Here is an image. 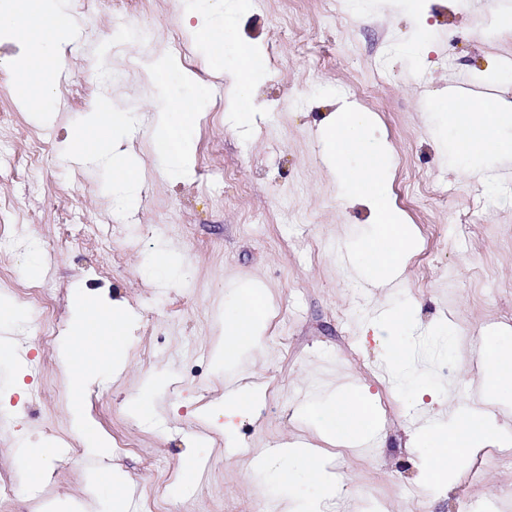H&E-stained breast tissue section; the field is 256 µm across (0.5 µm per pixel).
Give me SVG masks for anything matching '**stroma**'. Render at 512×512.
I'll list each match as a JSON object with an SVG mask.
<instances>
[{"label":"stroma","mask_w":512,"mask_h":512,"mask_svg":"<svg viewBox=\"0 0 512 512\" xmlns=\"http://www.w3.org/2000/svg\"><path fill=\"white\" fill-rule=\"evenodd\" d=\"M229 21L266 64L258 80L253 127L238 126L229 74L215 73L205 44L185 22L179 0H127L76 20L74 39L55 75L52 116L32 111L0 68V110L12 112L17 152L45 135L37 179L23 169L0 172V482L14 486L0 512H263L282 504L283 489L255 460L282 443L307 445L340 477L334 501L348 512H463L490 503L512 512V402L489 406L504 428L494 451L470 455L462 468L429 485L422 449L411 437L443 406L431 396L410 400L423 376L462 397L479 380V353L497 336L512 339V184L499 166L472 176L449 150L450 132L430 102L467 91L512 101V29L485 27L512 14V0H347L324 27L318 0H227ZM159 18L149 43L131 33L143 14ZM172 54L204 84L191 132L194 173L172 177L156 153L160 97L191 96L171 81L157 87L143 59ZM192 97V96H191ZM132 113L130 143L142 179L135 202L112 192L105 160H85L68 145L96 103ZM343 107L372 113L374 140L388 144L383 178L391 205L413 231L402 275L377 287L353 258L377 226L370 208L348 199L328 168L319 130ZM489 201L487 213L478 201ZM294 213L304 224L290 223ZM174 253L167 277L153 269L156 250ZM31 259L50 286L53 342L37 333L39 314L20 293ZM263 294L264 330L257 350L221 362L224 310L245 291ZM118 303L129 315L123 367L89 388L84 409L109 438L131 437L128 450L91 456L74 432L61 360L71 348L75 304L85 294ZM411 307L404 340L407 372L386 362L385 317ZM451 326L454 349L437 334ZM285 334L284 343L276 335ZM25 395H16L18 385ZM155 385L153 413L135 401ZM259 390L261 410L239 419L233 440L210 429L206 412L229 390ZM351 391L373 407L376 422L359 445L323 437L318 415L330 394ZM55 441L43 487L26 492V448ZM197 479L183 484L182 463ZM482 476L470 478L473 468ZM114 486L97 481L100 471ZM299 506L298 498L288 500Z\"/></svg>","instance_id":"stroma-1"}]
</instances>
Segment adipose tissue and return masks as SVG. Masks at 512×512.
<instances>
[{
	"label": "adipose tissue",
	"mask_w": 512,
	"mask_h": 512,
	"mask_svg": "<svg viewBox=\"0 0 512 512\" xmlns=\"http://www.w3.org/2000/svg\"><path fill=\"white\" fill-rule=\"evenodd\" d=\"M184 13L194 20V29L207 46L216 70L231 67L234 75L236 119L239 125L252 122V97L263 74L262 54L249 43L238 40L224 24V0H183ZM74 21L63 0H0V37L21 43L25 54L6 63L16 84L28 95L38 111L51 110L54 83L51 75L70 45ZM435 111L447 119L451 132V152L468 161L471 173H478L481 160L512 159V139L503 138L500 129L512 124V102L456 97H437ZM91 123L74 132V152L110 163L112 186L128 199H135L141 167L127 148L132 137L127 113L106 105H95ZM192 111L181 101L165 100L159 107L157 146L171 175L185 177L191 165L189 131ZM372 122L370 113L343 110L332 117L323 131L327 163L342 180L346 194L363 199L372 209L378 229L356 250L358 262L371 268L378 281H385L399 267V258L410 242L402 217L388 203L381 178L385 149L365 147L362 133ZM262 317L260 298L251 292L238 295L225 314L224 351L232 354L255 345ZM129 316L116 307L87 296L80 303L71 327L72 355L63 363L71 396L74 426L87 451L105 455L109 442L82 410L81 399L90 380L104 368L117 363L127 342ZM486 366L483 390L495 399L512 400V348L491 340L484 352ZM373 416L358 397L344 395L330 402L322 414V425L329 436L361 437L369 431ZM501 429L490 416L460 406L446 425L425 429L420 445L430 462L431 480H439L457 469L477 448L495 442ZM280 481L303 483L318 495L305 505V512H321L325 500L336 494L337 478L326 470L321 458L304 448L270 459Z\"/></svg>",
	"instance_id": "obj_1"
}]
</instances>
